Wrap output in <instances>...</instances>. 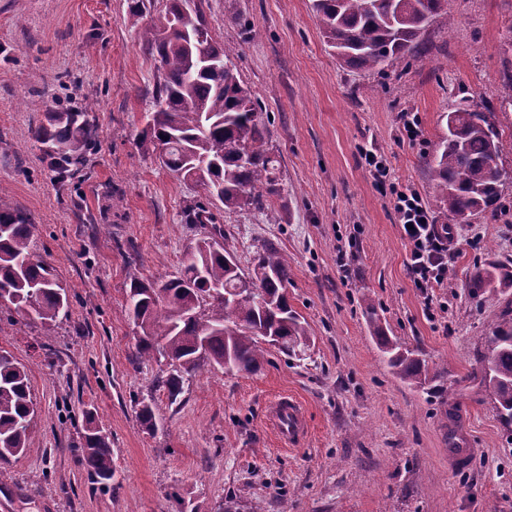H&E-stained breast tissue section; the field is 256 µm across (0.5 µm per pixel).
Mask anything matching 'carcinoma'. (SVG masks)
<instances>
[{"label":"carcinoma","mask_w":512,"mask_h":512,"mask_svg":"<svg viewBox=\"0 0 512 512\" xmlns=\"http://www.w3.org/2000/svg\"><path fill=\"white\" fill-rule=\"evenodd\" d=\"M323 36L347 66L373 70L416 51L430 25L448 27V0H312ZM146 53L157 63L156 109L142 142L161 148L165 167L184 180L207 185L226 212L265 209L264 199L281 194L278 157L268 145L260 109L241 85L234 66L209 34L206 20L190 0H169L142 35ZM492 108L459 109L446 115L448 133L425 158L433 181V205L440 217L458 223L491 207L512 170L499 165L506 148L490 122ZM95 130L85 110L46 113L34 139L45 147L49 167L65 179L74 175ZM188 223L211 225L198 239L180 275L164 282H135L128 315L140 329L138 354L172 362L173 373L158 380L171 399L201 363L252 374L261 365L263 345H278L300 357L309 347L305 322L288 303V259L269 248L246 274L231 251L215 215L201 207L188 210ZM34 225L0 199V294L13 309L51 332L69 303L68 285L54 269L31 257ZM260 287L251 294L247 286ZM475 295L494 300L512 290V269L489 260L471 276ZM369 324L387 365L419 388L448 375L398 344L369 312ZM473 376L489 391L501 419L512 424V308L487 337ZM29 375L8 353L0 352V484L4 464L27 450L35 419ZM91 485L111 487L115 477L107 432L89 427L78 448Z\"/></svg>","instance_id":"1"}]
</instances>
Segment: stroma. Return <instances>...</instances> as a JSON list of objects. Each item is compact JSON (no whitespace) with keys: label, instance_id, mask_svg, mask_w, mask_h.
I'll return each mask as SVG.
<instances>
[{"label":"stroma","instance_id":"stroma-1","mask_svg":"<svg viewBox=\"0 0 512 512\" xmlns=\"http://www.w3.org/2000/svg\"><path fill=\"white\" fill-rule=\"evenodd\" d=\"M132 0H0V200L36 226L35 259L69 287L51 333L0 309V351L28 370L36 417L7 466L0 512H512V431L472 382L507 305L481 303L470 274L487 257L512 265V183L453 227L448 283L425 299L406 270L388 189L361 156H383L390 182L432 202L424 159L444 115L494 107L512 137V0H449L452 30L429 26L418 50L374 70L345 66L311 0H194L241 84L262 107L281 162L271 210H219L204 186L167 169L136 140L158 80ZM89 111L97 141L58 180L33 133L51 106ZM419 135L409 140L404 117ZM215 212L242 272L263 249L287 257L290 303L312 339L307 359L268 348L252 374L206 364L170 402L168 360L141 358L126 311L132 282L179 272ZM345 253L347 270L337 265ZM447 368L462 447L448 449V405L386 365L368 323ZM306 406L308 435L281 447L265 425L282 395ZM150 403L155 430L140 423ZM112 444V487L91 488L77 447L88 426Z\"/></svg>","mask_w":512,"mask_h":512}]
</instances>
